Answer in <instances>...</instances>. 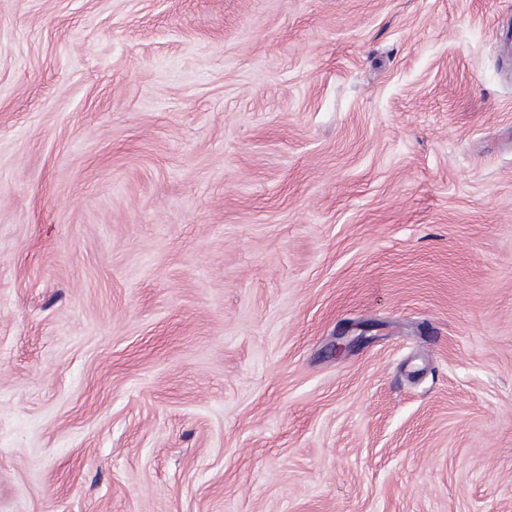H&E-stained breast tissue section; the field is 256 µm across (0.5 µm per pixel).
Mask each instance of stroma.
<instances>
[{"instance_id": "1", "label": "stroma", "mask_w": 512, "mask_h": 512, "mask_svg": "<svg viewBox=\"0 0 512 512\" xmlns=\"http://www.w3.org/2000/svg\"><path fill=\"white\" fill-rule=\"evenodd\" d=\"M0 512H512V0H0Z\"/></svg>"}]
</instances>
